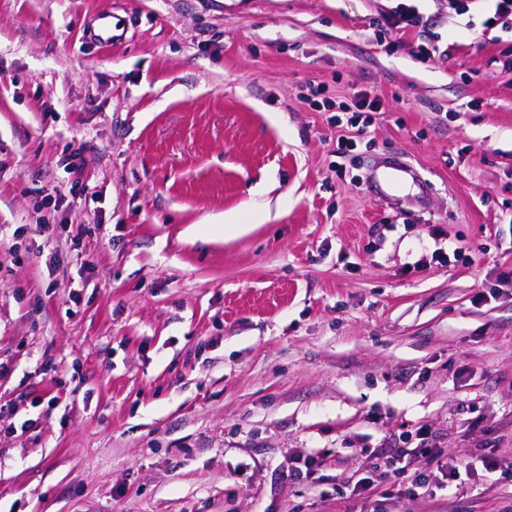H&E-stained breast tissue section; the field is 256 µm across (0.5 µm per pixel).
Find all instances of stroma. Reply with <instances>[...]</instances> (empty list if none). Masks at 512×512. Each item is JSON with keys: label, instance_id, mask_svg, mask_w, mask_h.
I'll return each mask as SVG.
<instances>
[{"label": "stroma", "instance_id": "obj_1", "mask_svg": "<svg viewBox=\"0 0 512 512\" xmlns=\"http://www.w3.org/2000/svg\"><path fill=\"white\" fill-rule=\"evenodd\" d=\"M397 4L0 0V512H512L479 475L349 492L420 428L512 463V43L419 0L420 60ZM319 86L382 103L342 176ZM397 158L427 197L352 182ZM45 206L86 227L51 267ZM371 24L377 28L380 40L412 37V52L424 60L440 54L439 40L429 28L428 18L415 6L399 4L388 17L374 19ZM111 11H102L97 15V32L93 33L94 41L99 47L112 46L114 43L122 40L125 32L117 33L120 30L118 23H113Z\"/></svg>", "mask_w": 512, "mask_h": 512}]
</instances>
